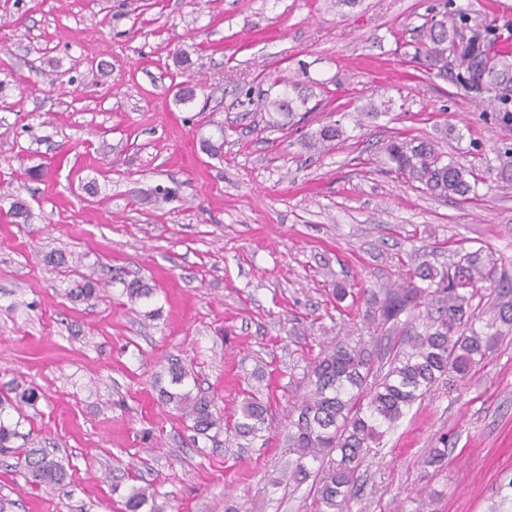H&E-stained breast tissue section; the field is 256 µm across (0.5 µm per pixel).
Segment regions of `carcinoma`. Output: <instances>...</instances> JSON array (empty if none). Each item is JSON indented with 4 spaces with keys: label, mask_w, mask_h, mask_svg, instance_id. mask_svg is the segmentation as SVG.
<instances>
[{
    "label": "carcinoma",
    "mask_w": 512,
    "mask_h": 512,
    "mask_svg": "<svg viewBox=\"0 0 512 512\" xmlns=\"http://www.w3.org/2000/svg\"><path fill=\"white\" fill-rule=\"evenodd\" d=\"M490 33L486 29H466L455 18L443 13L426 24L423 40L415 47L413 59L427 73L444 75L448 54L462 52L471 59L462 82L473 90L489 88V82L512 71V56H488L482 47ZM290 90L267 102V106L293 119ZM339 123L321 126L313 144L325 145L345 139ZM380 161L385 168L424 194L434 197L478 196L480 179L475 169L458 157L445 153L433 140L395 135L382 143ZM485 284L496 293L493 305L479 308L473 300ZM132 302L149 299L154 293L139 277L124 282ZM512 282L496 278V263L485 249H461L456 261L437 266L427 260L408 273L406 281L371 293L367 304L380 320L396 330L404 325L401 315H414L426 303L432 310L422 319L409 349L395 353L388 369L376 364L377 350L362 342L327 346L315 358L309 373L310 390L302 397L288 423V447L297 458L291 464L290 478L301 483L310 477L308 464L322 459L324 452L336 451L339 460L319 486L326 508L349 503L355 493L357 472L370 444L380 440L409 411L413 404L430 392L442 378H463L483 362L500 337L512 332ZM97 295V283L91 276L67 291L74 301H88ZM171 388L160 389L163 403L172 405L180 416L191 421L192 430L201 436L223 429L224 418L217 415L214 401L198 386H189L190 373L181 359L167 362ZM10 396L0 398V462L16 452L14 442L21 437L20 422L12 413H21L39 399L37 388L13 378L0 384ZM267 405L248 395L240 405L239 417L232 423L236 437H264L267 430ZM26 481L36 486L61 487L67 473L59 460L42 448L24 449ZM156 491L135 488L123 502V512H155Z\"/></svg>",
    "instance_id": "obj_1"
}]
</instances>
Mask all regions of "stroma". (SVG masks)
<instances>
[{"mask_svg":"<svg viewBox=\"0 0 512 512\" xmlns=\"http://www.w3.org/2000/svg\"><path fill=\"white\" fill-rule=\"evenodd\" d=\"M445 7L512 43V0H0V373L40 392L16 447L67 471L62 488H36L15 454L0 468L11 512H122L146 484L164 512H323L309 485L270 484L293 457L288 409L307 367L326 342H400L364 306H337L336 284L375 290L426 255L483 245L512 279V181L496 159L512 147L496 117L512 111L498 100L512 72L480 95L456 57L439 78L406 56ZM263 71L327 106L295 104L300 123L274 128L277 113L251 104L279 95ZM332 120L347 140L304 149ZM399 133L465 157L478 197L382 172L378 150ZM159 186L176 197L149 200ZM17 198L31 223L10 217ZM89 274L97 298L70 300ZM135 276L150 305L125 295ZM169 354L222 414L259 396L270 441L194 438L157 399ZM432 448L448 451L441 467L424 463ZM511 481L512 335L372 446L351 512H512Z\"/></svg>","mask_w":512,"mask_h":512,"instance_id":"stroma-1","label":"stroma"}]
</instances>
